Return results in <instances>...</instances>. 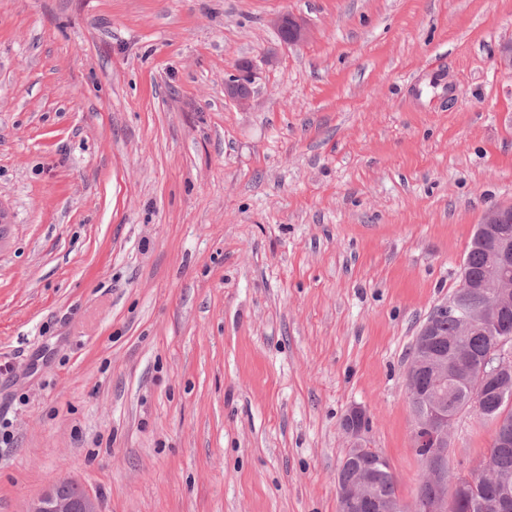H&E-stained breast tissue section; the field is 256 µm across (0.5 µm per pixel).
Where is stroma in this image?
Returning a JSON list of instances; mask_svg holds the SVG:
<instances>
[{
	"label": "stroma",
	"mask_w": 512,
	"mask_h": 512,
	"mask_svg": "<svg viewBox=\"0 0 512 512\" xmlns=\"http://www.w3.org/2000/svg\"><path fill=\"white\" fill-rule=\"evenodd\" d=\"M509 42L512 0H0V512H337L354 405L412 512L407 352L512 205ZM492 436L459 416L449 479ZM257 68L251 63L239 65L235 73L225 81L227 96L242 109L249 106L254 93L253 85L258 78ZM98 499L83 491L71 497L62 490L60 482L50 485L32 499L25 512H101Z\"/></svg>",
	"instance_id": "35a3bbf8"
}]
</instances>
